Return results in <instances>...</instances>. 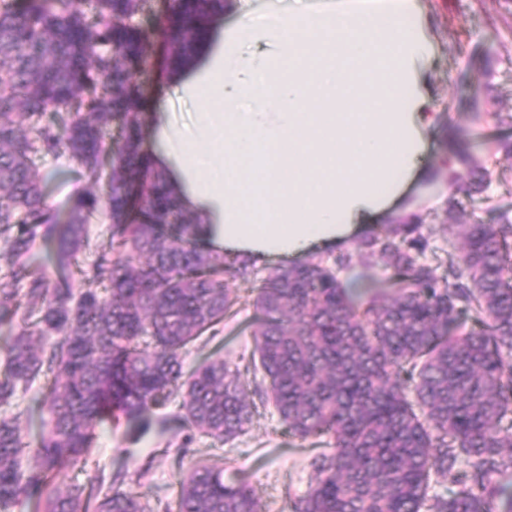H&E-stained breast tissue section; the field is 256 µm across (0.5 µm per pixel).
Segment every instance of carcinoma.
<instances>
[{"label":"carcinoma","mask_w":512,"mask_h":512,"mask_svg":"<svg viewBox=\"0 0 512 512\" xmlns=\"http://www.w3.org/2000/svg\"><path fill=\"white\" fill-rule=\"evenodd\" d=\"M90 3V9L83 7ZM226 0H170L159 20L133 22L144 0H0V327L8 356L0 407L52 375L39 438L0 416V512H153L104 475L61 490L88 462L99 428L148 415L175 397L185 425L221 441L242 434L256 405L239 367L217 355L186 371L183 354L217 335L237 304L228 278L248 262L198 240L168 169L143 149L144 95L134 76L151 66L144 44L161 37L176 68L194 57L204 17ZM469 147L448 170L451 250L422 260L425 218L376 224L356 253L314 254L268 271L254 299L253 369L288 434L317 439L312 479L291 512H512V217L484 221L464 201L489 203L496 154L512 115L473 118ZM116 127L108 144L104 132ZM67 150L89 181L64 210L46 202L36 160ZM464 166L469 177L460 176ZM108 224L91 247L89 223ZM42 242L44 258L33 257ZM380 265L356 287L340 274ZM58 276L50 285L45 268ZM174 512H262L249 483L224 481L200 462L179 481Z\"/></svg>","instance_id":"carcinoma-1"}]
</instances>
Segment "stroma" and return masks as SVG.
<instances>
[{
	"label": "stroma",
	"mask_w": 512,
	"mask_h": 512,
	"mask_svg": "<svg viewBox=\"0 0 512 512\" xmlns=\"http://www.w3.org/2000/svg\"><path fill=\"white\" fill-rule=\"evenodd\" d=\"M236 2V10L214 17L209 42L199 48L185 74L169 80L156 67L140 75V83L150 89L144 104L149 135L145 149H153L150 135L156 130L193 124L201 88L208 84L221 57L242 48L234 40L242 13L260 18L290 0ZM418 6L428 20L425 36L433 52L429 89L436 121L430 174L410 189L409 196L426 198V211L434 216L429 243L444 249L451 233L438 219L443 207L437 202L440 192L435 171L445 146L453 137L467 140L475 112L494 105L512 113V0H418ZM38 168L47 178V203L53 209L67 208L71 198L90 187L68 153L46 157ZM239 294L235 315L225 324L223 335L208 346L232 363L249 357L254 346L253 295L245 285ZM177 412V406H170L167 416L153 417L150 427L133 439L123 429L104 426L98 433L93 461L78 473V480L86 481L99 467L109 475L140 480V489L155 512H163L176 499L180 473L211 454L223 459L225 480L242 477L254 487L264 512H289L290 497L306 491L316 445L289 437L273 407L258 405L248 432L222 445L199 433L188 434Z\"/></svg>",
	"instance_id": "1"
}]
</instances>
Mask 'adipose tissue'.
<instances>
[{"label": "adipose tissue", "instance_id": "ef3b65f1", "mask_svg": "<svg viewBox=\"0 0 512 512\" xmlns=\"http://www.w3.org/2000/svg\"><path fill=\"white\" fill-rule=\"evenodd\" d=\"M424 24L416 0L241 18L244 38L276 52L227 57L194 127L155 134L175 187L210 219L207 247L292 261L414 220L407 191L433 136Z\"/></svg>", "mask_w": 512, "mask_h": 512}]
</instances>
